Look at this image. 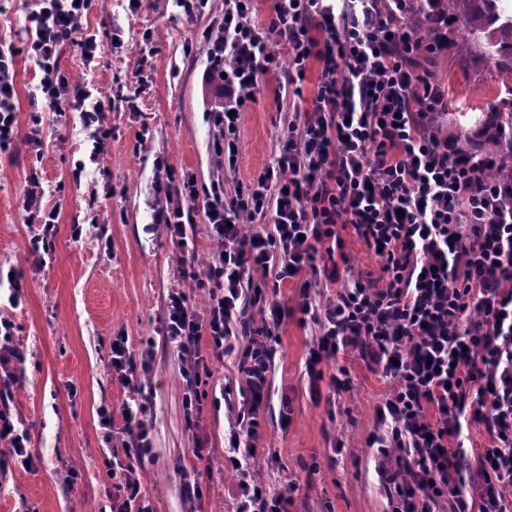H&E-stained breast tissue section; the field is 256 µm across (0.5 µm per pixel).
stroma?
<instances>
[{
	"mask_svg": "<svg viewBox=\"0 0 512 512\" xmlns=\"http://www.w3.org/2000/svg\"><path fill=\"white\" fill-rule=\"evenodd\" d=\"M127 0H96L83 26L95 32L99 48L86 62L71 45L60 69L74 84L89 87L109 110L112 137L99 163L89 160L91 143L68 103L48 106L38 88L39 71L19 55L15 72L18 131L26 133L31 111L48 124L41 158L23 143L0 153V269L14 270L27 283L18 308L0 307L16 325L22 352L17 380L10 386L12 410L35 458L31 469L15 468L0 478V512H110L112 462L123 457L127 402L145 400L153 420V454L140 470L142 490L153 512H185L187 485L198 482L199 512H231L228 496L235 477L224 466L226 408L204 399L197 425H188L183 382L175 349L164 344L160 317L168 292L184 291L196 306L203 293L183 278L180 261L203 269L212 259L209 227L193 217L195 249L181 248L161 232H150L154 160L192 173L199 188L223 178L227 191L246 186L275 156L284 114L283 72L267 74L256 101L247 103L234 171H221L214 151L221 134L209 117L220 95L207 74L212 62L202 32L224 15V0H209L206 13L190 17L174 0H142L129 11ZM151 32L157 53L145 85H138L141 35ZM124 45L114 49L110 33ZM434 79L452 91L447 130L473 132L478 109L498 90V74L479 54L459 56L446 47L435 57ZM138 91L137 112L116 110L112 101ZM45 189L43 202L58 219L48 242L31 252L23 199L31 172ZM80 240H73L74 226ZM130 349L155 344L151 375L122 385L110 369L114 337ZM315 328L298 317L286 319L275 348L276 395L291 401L287 426L268 423L258 444L255 469L270 486L286 490L288 512H383V498L367 464L365 437L374 409L389 385L356 357H348L352 387L334 406L309 396L304 362ZM112 408V437L104 439L97 409ZM205 440L208 460L194 458ZM317 467L314 478L308 468Z\"/></svg>",
	"mask_w": 512,
	"mask_h": 512,
	"instance_id": "obj_1",
	"label": "stroma"
}]
</instances>
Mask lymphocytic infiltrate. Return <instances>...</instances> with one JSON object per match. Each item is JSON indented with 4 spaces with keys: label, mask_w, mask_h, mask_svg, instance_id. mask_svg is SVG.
Segmentation results:
<instances>
[{
    "label": "lymphocytic infiltrate",
    "mask_w": 512,
    "mask_h": 512,
    "mask_svg": "<svg viewBox=\"0 0 512 512\" xmlns=\"http://www.w3.org/2000/svg\"><path fill=\"white\" fill-rule=\"evenodd\" d=\"M407 0H272L262 22L252 0H224L211 25V80L224 101L211 118L222 133L219 156L235 162L246 103L288 51V110L278 155L246 189L222 182L198 190L191 173L154 162L152 222L187 246L191 218L203 212L214 256L192 273L207 295L197 309L169 293L162 335L177 350L188 423L202 412L201 385L212 361L232 357L240 397L221 387L234 414L224 459L236 475L233 512H286L282 490L257 479L251 465L268 418L289 423L288 398L272 388L274 348L292 312L315 328L305 361L310 398L321 402L324 368L337 364L332 393L350 380L340 358L355 355L390 383L366 438L386 512H512V134L498 130L507 153L467 149L445 133V93L421 72L425 43ZM92 0H36L26 11L22 46L0 43V151L17 138L14 103L19 53L34 59L46 102L64 99L90 131L91 160L111 136L100 103L62 74L63 49L79 43L94 61L96 35H81ZM322 62L317 91L303 97L311 60ZM44 189L31 175L23 201L31 246L54 228ZM351 226L379 261L378 274L340 271L339 226ZM299 279L293 306L266 299L263 283ZM334 294L323 295L327 285ZM154 351L112 342L110 368L121 384L149 372ZM126 462L111 495L112 512H152L138 471L152 448L145 403L125 405ZM483 425L490 441L475 457L464 430ZM26 432L0 399V471L32 468Z\"/></svg>",
    "instance_id": "1"
}]
</instances>
